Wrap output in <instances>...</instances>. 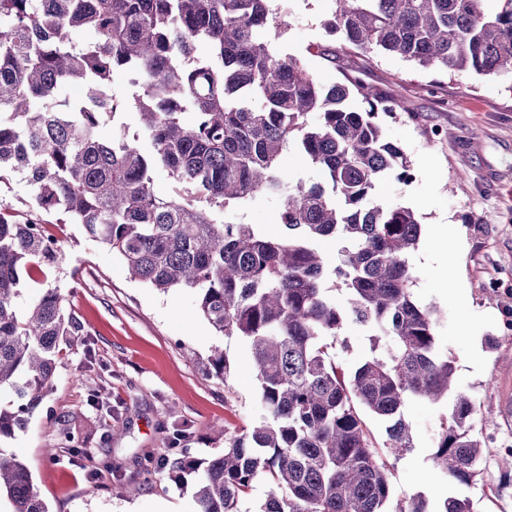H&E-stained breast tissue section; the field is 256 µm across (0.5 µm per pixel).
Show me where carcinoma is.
Listing matches in <instances>:
<instances>
[{
	"mask_svg": "<svg viewBox=\"0 0 512 512\" xmlns=\"http://www.w3.org/2000/svg\"><path fill=\"white\" fill-rule=\"evenodd\" d=\"M270 2L0 0V181L23 175L38 211L82 225L131 279L192 289L217 333L248 344L266 416L224 436L220 456L179 452L158 467L179 484L193 478L196 512H240L260 478L259 512H476L466 496L433 506L424 492L388 510L389 459L415 448L405 403H441L455 375L438 349L435 309L412 293L420 224L410 209L373 199L380 182L411 180V164L378 121L396 102L356 78L325 88L299 59L277 54L261 36ZM498 2L488 12L482 0H336L328 25L347 48L512 79V0ZM80 31L93 39L77 42ZM116 69L133 74L123 98L109 92ZM74 82L86 89L78 111L46 107ZM355 95L369 108L351 109ZM128 110L151 151L105 130L103 115ZM289 145L323 182L280 170ZM158 167L176 184L170 196L154 190ZM259 194L279 199L278 237L216 220ZM38 225L0 208V391L13 395L0 405V438L24 428L51 391L75 330L57 287L16 308L21 273L35 280L56 260ZM325 239L340 245L334 267L317 247ZM328 275L345 303L327 295ZM350 324L369 332L370 354L346 373L322 338ZM364 411L387 422L382 443ZM473 412L457 395L433 455L467 486L482 478L486 447L471 433ZM2 498L11 512H48L26 464L0 451Z\"/></svg>",
	"mask_w": 512,
	"mask_h": 512,
	"instance_id": "carcinoma-1",
	"label": "carcinoma"
}]
</instances>
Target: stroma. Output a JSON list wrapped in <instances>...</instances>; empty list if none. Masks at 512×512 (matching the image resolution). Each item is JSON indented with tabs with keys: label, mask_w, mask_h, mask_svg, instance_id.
<instances>
[{
	"label": "stroma",
	"mask_w": 512,
	"mask_h": 512,
	"mask_svg": "<svg viewBox=\"0 0 512 512\" xmlns=\"http://www.w3.org/2000/svg\"><path fill=\"white\" fill-rule=\"evenodd\" d=\"M271 7L281 31L274 48L299 57L321 85L355 77L403 103L397 117L378 120L407 154L413 179L381 182L375 197L411 208L420 224L447 225L458 241L445 258L420 236L410 257L414 296L438 313L437 343L454 363L455 389L476 407L473 433L512 443V81L345 49L327 28L335 0H272ZM0 203L45 223L54 237L58 258L47 279L78 326L59 354L52 392L0 449L27 465L49 512H195L193 485L144 465L174 451L221 455L217 429L237 435L262 417L247 345L216 333L192 290L162 292L131 280L123 261L81 225L33 209L22 175L0 178ZM277 207L259 197L226 217L274 237ZM444 275L454 288H441ZM217 348L230 362L228 376L210 363ZM451 410L448 403L406 404L415 446L394 463L393 501L448 489L432 457ZM114 424L122 434H111ZM66 425L87 436V446L50 462L47 451L63 447ZM481 467L482 479L462 494L478 512H512L497 449ZM128 484L136 495L125 494Z\"/></svg>",
	"instance_id": "1"
}]
</instances>
